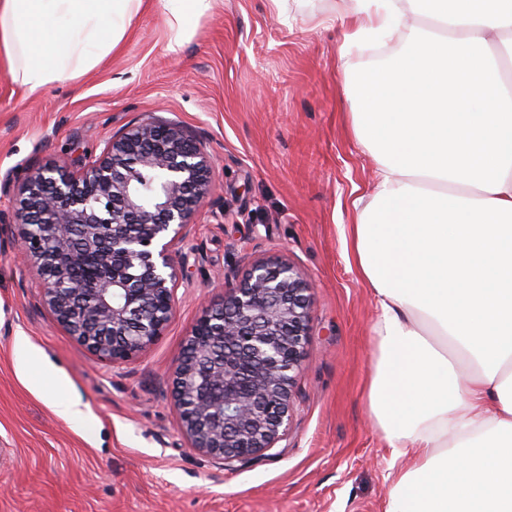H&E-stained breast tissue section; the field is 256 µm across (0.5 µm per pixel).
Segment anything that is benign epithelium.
<instances>
[{"mask_svg":"<svg viewBox=\"0 0 512 512\" xmlns=\"http://www.w3.org/2000/svg\"><path fill=\"white\" fill-rule=\"evenodd\" d=\"M213 158L181 125L145 119L112 138L79 171H28L19 187L15 245L43 279L46 306L98 359L128 361L175 315V258L213 191ZM162 176L156 195L147 191ZM106 270L93 281L75 272ZM309 283L286 260H255L206 309L175 369L182 432L228 466L274 447L291 420L310 336Z\"/></svg>","mask_w":512,"mask_h":512,"instance_id":"7a95c632","label":"benign epithelium"}]
</instances>
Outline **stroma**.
Listing matches in <instances>:
<instances>
[{"mask_svg":"<svg viewBox=\"0 0 512 512\" xmlns=\"http://www.w3.org/2000/svg\"><path fill=\"white\" fill-rule=\"evenodd\" d=\"M348 5L215 0L173 52L149 0L120 50L76 80L31 93L0 72V512H384L405 462L368 410L377 310L346 248L352 201L372 192L377 166L352 133L343 84L345 69L378 57L342 55ZM149 117L203 143L214 190L186 242L173 321L131 360L100 361L58 325L36 268L17 257L18 186L34 166L80 170ZM281 258L313 299L291 423L259 460L226 466L183 435L174 368L249 261ZM21 334L52 375L19 369ZM60 378L88 405V427L55 413L46 390Z\"/></svg>","mask_w":512,"mask_h":512,"instance_id":"1","label":"stroma"}]
</instances>
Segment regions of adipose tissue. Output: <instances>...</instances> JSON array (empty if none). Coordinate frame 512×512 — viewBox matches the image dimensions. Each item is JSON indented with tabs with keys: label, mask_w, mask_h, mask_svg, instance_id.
<instances>
[{
	"label": "adipose tissue",
	"mask_w": 512,
	"mask_h": 512,
	"mask_svg": "<svg viewBox=\"0 0 512 512\" xmlns=\"http://www.w3.org/2000/svg\"><path fill=\"white\" fill-rule=\"evenodd\" d=\"M214 0H160L177 50ZM345 49L400 36L347 80L377 162L351 248L373 290L370 415L397 473L385 512H512V0H353ZM143 0H0V67L81 76Z\"/></svg>",
	"instance_id": "obj_1"
}]
</instances>
